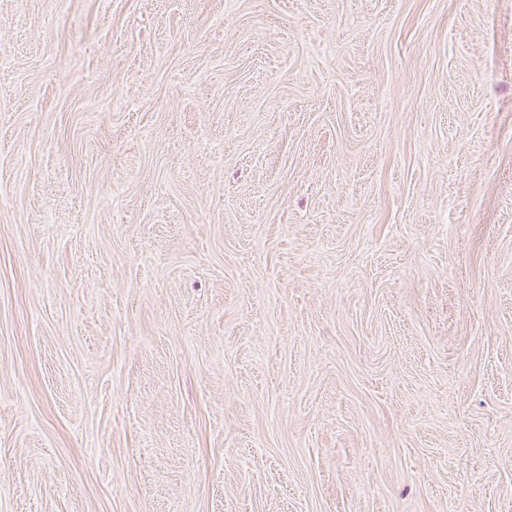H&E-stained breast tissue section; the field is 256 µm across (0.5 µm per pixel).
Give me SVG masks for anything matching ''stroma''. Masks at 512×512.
<instances>
[{"instance_id":"1","label":"stroma","mask_w":512,"mask_h":512,"mask_svg":"<svg viewBox=\"0 0 512 512\" xmlns=\"http://www.w3.org/2000/svg\"><path fill=\"white\" fill-rule=\"evenodd\" d=\"M0 512H512V0H0Z\"/></svg>"}]
</instances>
